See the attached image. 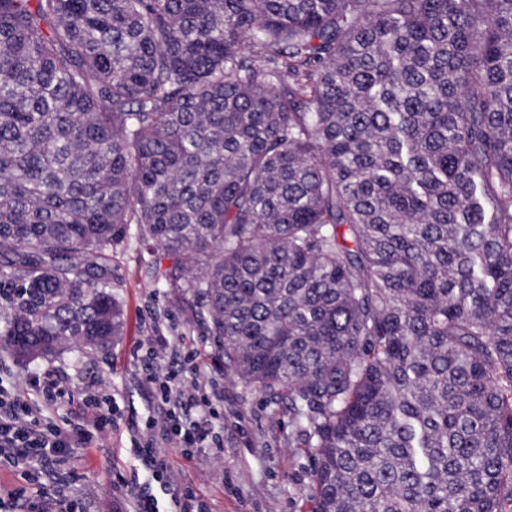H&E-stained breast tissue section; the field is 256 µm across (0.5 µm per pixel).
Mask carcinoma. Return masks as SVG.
<instances>
[{
  "label": "carcinoma",
  "mask_w": 512,
  "mask_h": 512,
  "mask_svg": "<svg viewBox=\"0 0 512 512\" xmlns=\"http://www.w3.org/2000/svg\"><path fill=\"white\" fill-rule=\"evenodd\" d=\"M132 224L311 512H512V0H0V352L108 349Z\"/></svg>",
  "instance_id": "1"
}]
</instances>
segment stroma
I'll use <instances>...</instances> for the list:
<instances>
[{"label":"stroma","instance_id":"stroma-1","mask_svg":"<svg viewBox=\"0 0 512 512\" xmlns=\"http://www.w3.org/2000/svg\"><path fill=\"white\" fill-rule=\"evenodd\" d=\"M149 259V252L133 237L112 259V273L121 284L124 329L107 354L87 349L24 365L0 355V380L21 384L31 374L51 370L68 379L76 395L111 394L123 420L141 425L157 402L143 382L133 349L146 337L166 336L170 343L161 361L163 370L187 373L191 365L186 351L196 347L200 365L224 404V446L215 461H188L179 449H165L174 493L192 492L209 512H311L309 458L292 439L287 410L267 405L261 393L225 373L212 341L192 330L165 288L145 278ZM128 444L129 435L123 432L104 447L75 449L63 469H44L29 481L1 463L0 484L21 489L25 502L32 497L34 484L52 485L64 475L74 512H130L132 496L118 483L129 473Z\"/></svg>","mask_w":512,"mask_h":512}]
</instances>
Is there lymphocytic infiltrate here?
Wrapping results in <instances>:
<instances>
[{"label":"lymphocytic infiltrate","mask_w":512,"mask_h":512,"mask_svg":"<svg viewBox=\"0 0 512 512\" xmlns=\"http://www.w3.org/2000/svg\"><path fill=\"white\" fill-rule=\"evenodd\" d=\"M166 346V337H148L142 355L147 363L144 382L162 403L177 400L195 408L197 417L184 427L171 412L156 414L150 417L145 431L132 432L129 437L131 447L138 449L143 465L162 487L167 484L164 449H180L186 460H194L195 449L217 447L215 422L224 416L212 398L203 393L198 378L184 380L175 370L159 373L156 363ZM67 393L66 382L49 372L30 376L20 387L0 385V457L25 472L57 464L72 449L99 446L111 440L121 424L115 406L99 400L86 402L76 424L63 428L55 422L58 404Z\"/></svg>","instance_id":"f902f5d3"}]
</instances>
